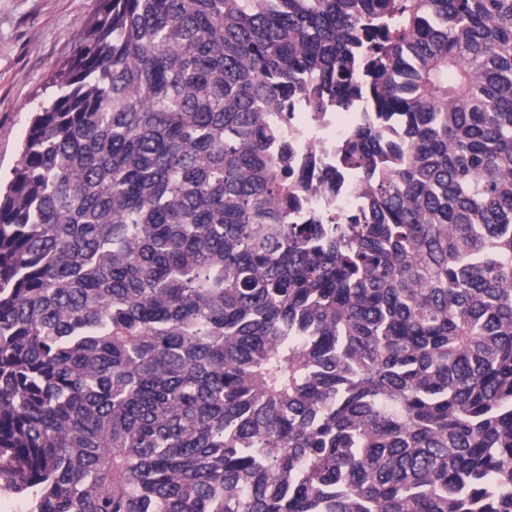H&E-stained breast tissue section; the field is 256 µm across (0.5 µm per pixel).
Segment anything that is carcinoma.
Segmentation results:
<instances>
[{
  "mask_svg": "<svg viewBox=\"0 0 512 512\" xmlns=\"http://www.w3.org/2000/svg\"><path fill=\"white\" fill-rule=\"evenodd\" d=\"M0 194L26 512H512V0H100ZM363 108L327 194L285 135Z\"/></svg>",
  "mask_w": 512,
  "mask_h": 512,
  "instance_id": "cac0c4a2",
  "label": "carcinoma"
}]
</instances>
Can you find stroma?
<instances>
[{
  "mask_svg": "<svg viewBox=\"0 0 512 512\" xmlns=\"http://www.w3.org/2000/svg\"><path fill=\"white\" fill-rule=\"evenodd\" d=\"M97 0H0V177L15 165L30 112L72 55Z\"/></svg>",
  "mask_w": 512,
  "mask_h": 512,
  "instance_id": "stroma-1",
  "label": "stroma"
}]
</instances>
